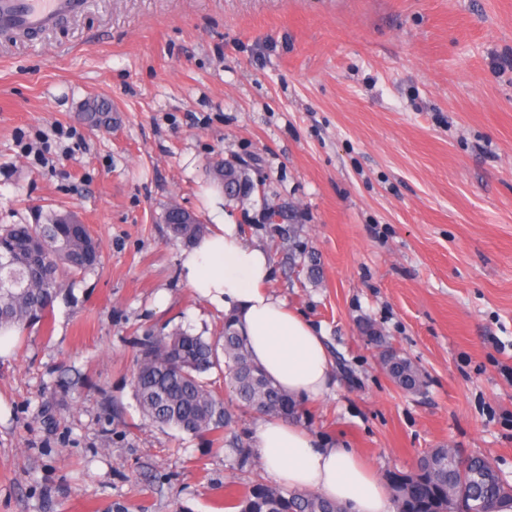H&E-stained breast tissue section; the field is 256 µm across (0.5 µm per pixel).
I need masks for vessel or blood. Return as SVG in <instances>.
<instances>
[{
    "instance_id": "b4317fda",
    "label": "vessel or blood",
    "mask_w": 512,
    "mask_h": 512,
    "mask_svg": "<svg viewBox=\"0 0 512 512\" xmlns=\"http://www.w3.org/2000/svg\"><path fill=\"white\" fill-rule=\"evenodd\" d=\"M83 8L84 0H0V28L40 32L79 14Z\"/></svg>"
}]
</instances>
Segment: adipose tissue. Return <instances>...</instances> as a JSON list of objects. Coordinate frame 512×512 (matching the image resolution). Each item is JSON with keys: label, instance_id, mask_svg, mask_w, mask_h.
Returning a JSON list of instances; mask_svg holds the SVG:
<instances>
[{"label": "adipose tissue", "instance_id": "ef3b65f1", "mask_svg": "<svg viewBox=\"0 0 512 512\" xmlns=\"http://www.w3.org/2000/svg\"><path fill=\"white\" fill-rule=\"evenodd\" d=\"M191 288L210 305L233 315L253 359L289 395L315 399L329 388L333 360L322 335L266 288L270 262L247 245L236 225L219 224L184 252ZM266 471L282 485L309 490L348 512H389L383 485L354 449L323 447L298 425L260 423L255 437Z\"/></svg>", "mask_w": 512, "mask_h": 512}]
</instances>
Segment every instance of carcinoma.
Segmentation results:
<instances>
[{"mask_svg": "<svg viewBox=\"0 0 512 512\" xmlns=\"http://www.w3.org/2000/svg\"><path fill=\"white\" fill-rule=\"evenodd\" d=\"M72 213L59 214L49 224L0 225V257L14 265L0 268V333L47 321L64 277L84 276L100 264L102 247L90 230L71 232ZM174 236L186 244L204 234L201 224H171ZM378 357L390 367V377L409 391L422 387L420 371L401 352L377 342ZM224 367V381L242 412L284 420L300 416L296 399L274 385L249 355L247 340L232 316H224V335L216 339L174 331L140 343L133 376L142 414L151 423L196 435L219 434L233 414L210 388L204 374ZM397 512H479L512 500L491 473L482 455L462 457L446 448L422 455L415 469L391 480ZM236 512H347L346 508L312 492L266 484L251 486L224 504Z\"/></svg>", "mask_w": 512, "mask_h": 512, "instance_id": "1", "label": "carcinoma"}]
</instances>
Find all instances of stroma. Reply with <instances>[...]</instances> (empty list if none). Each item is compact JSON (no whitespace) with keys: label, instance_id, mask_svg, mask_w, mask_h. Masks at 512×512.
Listing matches in <instances>:
<instances>
[{"label":"stroma","instance_id":"obj_1","mask_svg":"<svg viewBox=\"0 0 512 512\" xmlns=\"http://www.w3.org/2000/svg\"><path fill=\"white\" fill-rule=\"evenodd\" d=\"M512 0H85L0 36V225L72 210L102 263L0 357V512H225L272 484L261 422L236 452L145 422L138 342L220 335L163 215L229 222L334 359L302 428L381 483L446 446L512 483ZM255 159L229 201L213 167ZM293 209L284 224L266 208ZM315 252L320 273L303 268ZM423 375L397 386L370 333Z\"/></svg>","mask_w":512,"mask_h":512}]
</instances>
